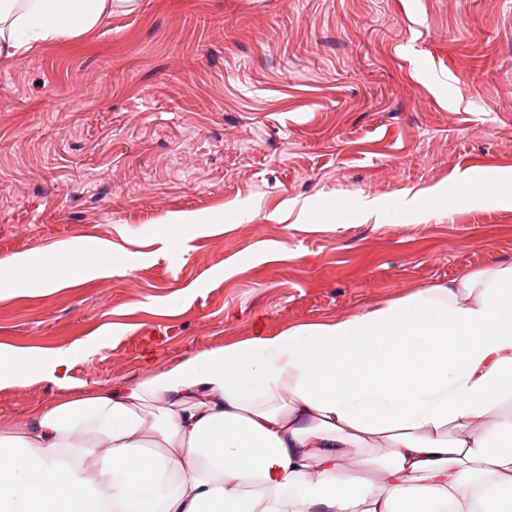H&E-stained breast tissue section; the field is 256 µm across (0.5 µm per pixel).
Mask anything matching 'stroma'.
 Here are the masks:
<instances>
[{
    "instance_id": "stroma-1",
    "label": "stroma",
    "mask_w": 512,
    "mask_h": 512,
    "mask_svg": "<svg viewBox=\"0 0 512 512\" xmlns=\"http://www.w3.org/2000/svg\"><path fill=\"white\" fill-rule=\"evenodd\" d=\"M511 177L512 0H138L0 63V428L511 261ZM70 241L115 253L46 287Z\"/></svg>"
}]
</instances>
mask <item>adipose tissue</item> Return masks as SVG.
<instances>
[{
  "label": "adipose tissue",
  "mask_w": 512,
  "mask_h": 512,
  "mask_svg": "<svg viewBox=\"0 0 512 512\" xmlns=\"http://www.w3.org/2000/svg\"><path fill=\"white\" fill-rule=\"evenodd\" d=\"M136 0H0V60ZM0 512H512V262L0 430Z\"/></svg>",
  "instance_id": "adipose-tissue-1"
}]
</instances>
